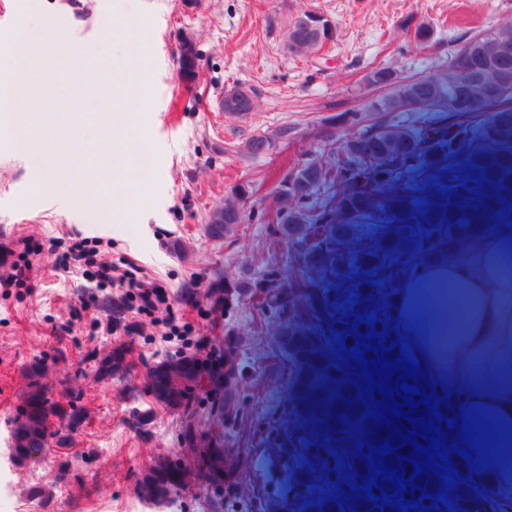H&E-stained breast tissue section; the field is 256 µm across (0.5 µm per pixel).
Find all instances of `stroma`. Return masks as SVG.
I'll return each mask as SVG.
<instances>
[{
  "mask_svg": "<svg viewBox=\"0 0 512 512\" xmlns=\"http://www.w3.org/2000/svg\"><path fill=\"white\" fill-rule=\"evenodd\" d=\"M308 9L331 18L338 36L320 54L289 56V21ZM511 19L512 0H0V70L19 64L24 36L48 31L60 53L86 61L69 89L47 91L48 125L25 109L0 113V266L26 248L32 263L27 287L0 288V512H152L138 491L144 474L166 459L195 461L216 441L224 444L221 484L187 481L171 512H257L264 489L251 461L279 417L288 373L280 344L288 316L266 299L272 286L302 276L298 245L263 221L281 176L340 134L332 115L379 97L367 82L373 67L392 66L403 78L432 74L466 33ZM122 21L135 23L145 51L117 31ZM408 21L432 26L433 48L405 39ZM185 37L200 56L192 79L179 66ZM238 86L255 91V110L221 111V97ZM104 127L133 143L129 194L103 213L71 194L39 193L44 148L76 179V143L108 164L122 159L100 141ZM258 136L271 146L254 154L248 142ZM241 184L251 188L249 221L209 237V210ZM69 233L99 257L131 260L162 281L192 338L209 340L214 369L236 384L223 426L210 422L208 379L185 408L152 393L151 367L191 357L181 341L163 342L147 317L138 333L110 336L74 314L92 295L103 315L116 305L80 275L54 272L56 240ZM113 351L120 366L100 376V360ZM36 385L50 413L42 447L21 456L15 432ZM72 407L74 422L62 416ZM191 411L203 425L189 444Z\"/></svg>",
  "mask_w": 512,
  "mask_h": 512,
  "instance_id": "1",
  "label": "stroma"
}]
</instances>
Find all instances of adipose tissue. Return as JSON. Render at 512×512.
Segmentation results:
<instances>
[{"mask_svg": "<svg viewBox=\"0 0 512 512\" xmlns=\"http://www.w3.org/2000/svg\"><path fill=\"white\" fill-rule=\"evenodd\" d=\"M52 48L42 39L28 38L23 46V65L11 82L9 95L31 111L41 110L43 101L35 85L49 70ZM48 173L40 183L42 192L64 193L79 188L95 197L111 195L124 182L122 171L89 162L79 184L57 174L55 155L45 154ZM512 256V226L498 225L482 241L468 261H436L419 268L417 275L397 295L393 325L397 335L410 344L423 370L436 380L447 381L453 399L473 406L475 412L508 431L501 456L482 468L470 466L474 480L494 492L512 491V275L505 269ZM462 285L450 314L465 332L441 348L429 333L428 320L415 309L421 288Z\"/></svg>", "mask_w": 512, "mask_h": 512, "instance_id": "adipose-tissue-1", "label": "adipose tissue"}]
</instances>
